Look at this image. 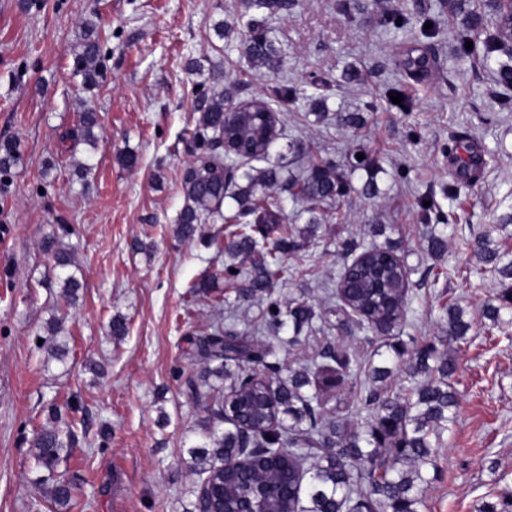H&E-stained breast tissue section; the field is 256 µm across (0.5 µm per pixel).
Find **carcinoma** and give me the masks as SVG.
Here are the masks:
<instances>
[{
  "label": "carcinoma",
  "instance_id": "obj_1",
  "mask_svg": "<svg viewBox=\"0 0 512 512\" xmlns=\"http://www.w3.org/2000/svg\"><path fill=\"white\" fill-rule=\"evenodd\" d=\"M296 0H242L238 33L244 52L255 65L269 71L282 63L281 49L269 36L267 19L286 15ZM482 25L476 16L464 31L454 35L460 50ZM73 74L81 77L85 92L100 86L104 68L102 36L96 25L84 22L82 41L73 50ZM195 125L184 130L190 160L181 178L183 205L176 218L175 233L191 240L200 225L221 212L226 200L233 206L224 219V235L211 239L222 263L225 286L242 295H261L264 300L262 329L271 333L266 341H252L217 326L205 335L187 338L192 356L207 371L199 383H189L190 396L212 410L215 424L200 432L198 443L189 448L190 468L224 489V512H417V492L428 483L435 467L434 449L455 423L458 397L450 379L454 362L435 346L408 349L402 340L389 345L387 361L401 363L408 377L423 381L398 394L384 382L389 367L370 368L372 385L361 398L367 412L364 427L345 421L326 424L322 394L310 390L312 380L341 379L353 371L348 355L333 346L322 349V362L294 368L269 361L276 347L295 348L316 330L315 307L304 302L285 305L275 296L284 277L283 257L304 247L319 245L317 229L330 218L343 220L341 198L350 192L349 177L336 165L320 160L310 144H295L297 154L308 157V166L288 177V193L304 205L307 224L296 227L283 216L284 198L274 194L281 181L276 165L257 168L254 163L270 156L272 143L280 136L279 120L270 102L260 98L261 107L239 105L234 120L222 90L204 82L194 85ZM96 114L85 110L80 125L64 132L62 142L90 143L95 137ZM479 262L497 276L501 290L484 301L478 318L497 326L503 315L512 314V251L500 248L486 233L472 244ZM43 249L52 253L62 274L59 288L68 302L79 298L82 284L71 266L72 252L57 235L48 236ZM347 255L358 261L345 264L337 295L345 321L386 336L403 333L409 296L407 266L397 260L392 247L375 242L345 246ZM250 260L247 272L241 263ZM447 327L442 344L467 339L475 317L457 305L444 307ZM226 382L216 389L210 377ZM232 393L252 426L251 445L258 455L244 463L224 468L236 460L242 445L237 420L224 417V391ZM53 424L34 432L32 448L37 465L53 474L63 451L72 446L74 433L60 426L61 414L51 409ZM57 512L74 507L73 485L57 479L50 489Z\"/></svg>",
  "mask_w": 512,
  "mask_h": 512
}]
</instances>
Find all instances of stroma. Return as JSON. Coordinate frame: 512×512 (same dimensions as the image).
I'll list each match as a JSON object with an SVG mask.
<instances>
[{
  "label": "stroma",
  "mask_w": 512,
  "mask_h": 512,
  "mask_svg": "<svg viewBox=\"0 0 512 512\" xmlns=\"http://www.w3.org/2000/svg\"><path fill=\"white\" fill-rule=\"evenodd\" d=\"M454 2L298 0L268 22L284 59L271 73L249 63L238 34L216 32L217 24L234 21L241 0H0V143L17 144L21 154L0 171V512H50V485L30 441L54 407L81 421L55 471L73 483L77 512H194L202 478L190 469L187 450L213 417L186 395L187 380L202 367L187 358L185 339L217 320L247 331L258 301L233 292L221 312L187 304L189 285L217 269L206 241L224 227L214 215L200 238L174 234L189 160L182 133L195 106L189 60L198 61L209 84L234 80L233 102L273 101L286 126L270 164L290 166L288 144L299 139L349 172L354 187L341 204L345 222L321 224L319 247L287 258L282 298L313 304L323 320L304 345L279 349L281 363L304 365L328 344L381 363L383 338L339 323L328 302L344 242L365 239L372 224L389 225L386 239L412 268L404 333L417 344L437 343L443 304L476 311L499 291L495 274L478 266L467 244L487 230L512 247V236L495 229L512 212V87L497 74L512 54L484 62L482 33L460 60L452 36L464 16ZM385 10L410 17V34L380 26ZM89 17L109 52L102 87L84 94L70 49ZM426 17L437 27L424 33ZM405 54L426 57L428 73L406 77L399 65ZM316 75L329 80L319 91L329 116L295 127L289 116L310 111V103L274 101L272 89ZM398 85L407 96L403 108L388 100ZM87 109L97 114V143L61 149V135ZM340 112L363 113L362 137L337 124ZM126 150L137 154L135 168L119 162ZM359 150L376 159L373 173L352 170ZM472 154L484 165L459 181L461 162ZM81 162L93 167L85 180L76 173ZM369 179L379 189L373 199L360 192ZM423 198L432 203L426 220L418 209ZM432 223L450 226L438 258L428 252ZM62 224L75 229L65 239L82 283L73 305L57 283L60 268L41 249ZM139 241L149 251L137 250ZM116 315L128 326L119 339L108 333ZM53 320L68 349L61 361L44 345ZM448 354L456 361L457 422L435 450V477L421 489L417 510L479 512L512 493V323L476 327ZM365 378L354 372L339 381L325 417L365 424ZM74 401L76 413L67 408Z\"/></svg>",
  "instance_id": "1"
}]
</instances>
